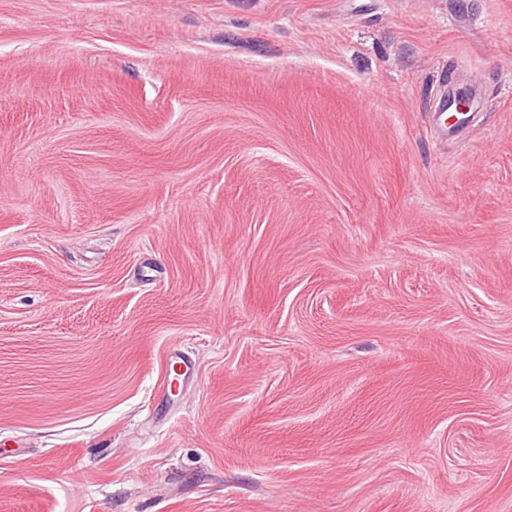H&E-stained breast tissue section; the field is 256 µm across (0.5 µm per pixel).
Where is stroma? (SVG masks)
I'll list each match as a JSON object with an SVG mask.
<instances>
[{
  "mask_svg": "<svg viewBox=\"0 0 512 512\" xmlns=\"http://www.w3.org/2000/svg\"><path fill=\"white\" fill-rule=\"evenodd\" d=\"M0 512H512V0H0ZM475 99L476 96L473 92L458 90L450 96L449 104L448 97H440L436 103L434 112H439L438 115L442 117L445 112H448V107L452 108L454 106L455 114L452 116L451 121H455L458 115L468 114L476 110H472Z\"/></svg>",
  "mask_w": 512,
  "mask_h": 512,
  "instance_id": "35a3bbf8",
  "label": "stroma"
}]
</instances>
